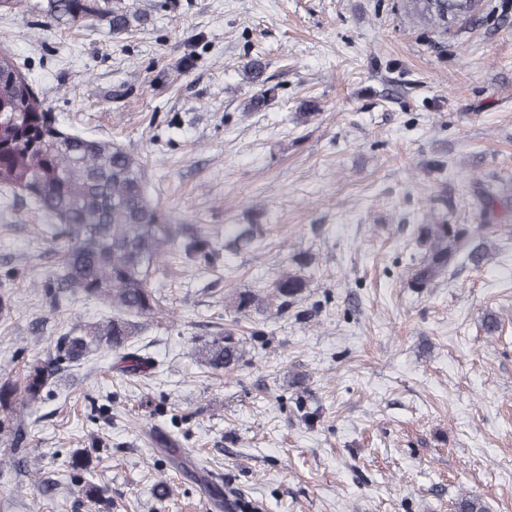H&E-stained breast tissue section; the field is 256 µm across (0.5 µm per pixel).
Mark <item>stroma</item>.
Listing matches in <instances>:
<instances>
[{
    "label": "stroma",
    "mask_w": 512,
    "mask_h": 512,
    "mask_svg": "<svg viewBox=\"0 0 512 512\" xmlns=\"http://www.w3.org/2000/svg\"><path fill=\"white\" fill-rule=\"evenodd\" d=\"M123 2L118 34L2 9L0 49L63 128L146 158L151 197L216 253L162 263L153 373L67 361L60 340L112 311L55 296L48 218L0 197V382L62 361L14 408L21 445L0 434V512H512V0L446 30L413 0ZM234 224L258 245L230 250ZM430 224L487 254L420 288ZM284 270L309 282L288 312L229 306ZM225 330L243 357L216 371L197 348Z\"/></svg>",
    "instance_id": "obj_1"
}]
</instances>
